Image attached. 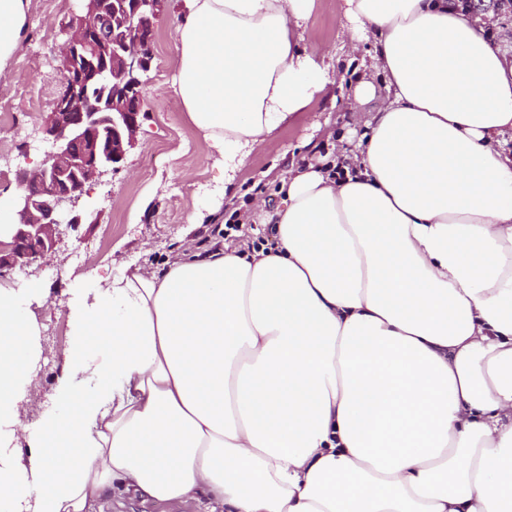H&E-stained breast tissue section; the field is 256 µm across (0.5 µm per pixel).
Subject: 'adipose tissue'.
Returning a JSON list of instances; mask_svg holds the SVG:
<instances>
[{
	"label": "adipose tissue",
	"mask_w": 512,
	"mask_h": 512,
	"mask_svg": "<svg viewBox=\"0 0 512 512\" xmlns=\"http://www.w3.org/2000/svg\"><path fill=\"white\" fill-rule=\"evenodd\" d=\"M316 0H186L172 88L230 172L334 84ZM352 150L280 177L274 247L181 253L73 307L58 395L21 424L38 327L0 286V502L102 512H512V49L468 0H341ZM27 0H0V70ZM118 502L122 505L119 506ZM103 512H199L202 511L195 501L170 506L158 503H144L139 499L113 497L103 503Z\"/></svg>",
	"instance_id": "adipose-tissue-1"
}]
</instances>
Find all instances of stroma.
<instances>
[{
    "mask_svg": "<svg viewBox=\"0 0 512 512\" xmlns=\"http://www.w3.org/2000/svg\"><path fill=\"white\" fill-rule=\"evenodd\" d=\"M79 9L77 0H28L27 28L10 66L0 71V110L15 115L21 133L0 141V210L10 211L20 189L18 168L39 162L46 146L35 138L60 89L58 50L64 41L63 25ZM186 9L185 0H166L156 23V56L145 77L144 108L138 143L122 168L93 184L77 203L93 214L90 223L68 232L57 252L41 269L22 268L12 286H33L37 301L31 309L39 326L41 357L33 371L30 393L21 408L15 454L28 458L27 439L40 431L46 419L61 414L58 382L75 341L69 310L94 288L91 270L118 276L127 269L151 263L160 266L183 249L207 248L211 231L224 227L230 215L249 205L251 218L240 225L244 241H267L264 224L254 204H276L278 175L293 160V149L305 157L322 150L329 132L364 130L338 86H330L303 112L284 123L273 138L255 147L234 173V194L213 166L215 150L189 123L180 99L172 90L176 72L173 29ZM340 0H316L304 26V42L318 48L333 62L343 81H351L354 66L343 46ZM199 213L204 221L191 227L187 218Z\"/></svg>",
    "mask_w": 512,
    "mask_h": 512,
    "instance_id": "obj_1",
    "label": "stroma"
}]
</instances>
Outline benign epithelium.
I'll list each match as a JSON object with an SVG mask.
<instances>
[{
    "mask_svg": "<svg viewBox=\"0 0 512 512\" xmlns=\"http://www.w3.org/2000/svg\"><path fill=\"white\" fill-rule=\"evenodd\" d=\"M80 2L64 28L60 105L37 130L50 150L36 167L16 171L15 218L0 224L1 271L44 262L85 223L76 199L120 169L141 127V111H130L128 101L141 97L154 59L161 0Z\"/></svg>",
    "mask_w": 512,
    "mask_h": 512,
    "instance_id": "7a95c632",
    "label": "benign epithelium"
}]
</instances>
